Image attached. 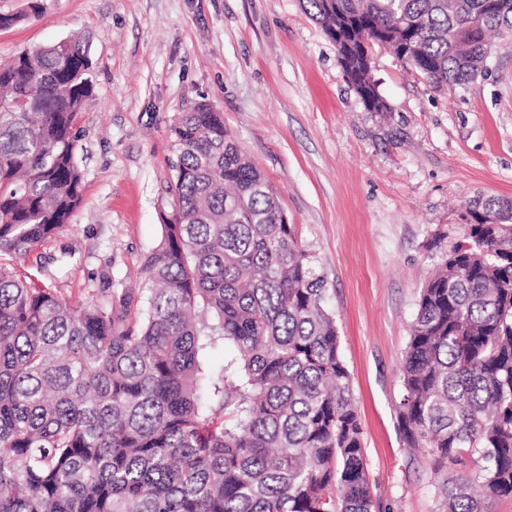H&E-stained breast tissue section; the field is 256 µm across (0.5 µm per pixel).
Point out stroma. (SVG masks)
<instances>
[{"mask_svg":"<svg viewBox=\"0 0 512 512\" xmlns=\"http://www.w3.org/2000/svg\"><path fill=\"white\" fill-rule=\"evenodd\" d=\"M0 0V60L81 34L95 92L78 123L82 201L20 269L69 299L134 284L162 237L171 129L208 103L277 191L328 281L374 496L439 512L438 488L479 456L436 468L402 441L399 366L420 290L480 196L512 200V39L487 76L433 90L388 49L368 111L302 0Z\"/></svg>","mask_w":512,"mask_h":512,"instance_id":"1","label":"stroma"}]
</instances>
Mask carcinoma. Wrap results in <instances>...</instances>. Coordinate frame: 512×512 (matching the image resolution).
<instances>
[{
	"label": "carcinoma",
	"instance_id": "obj_1",
	"mask_svg": "<svg viewBox=\"0 0 512 512\" xmlns=\"http://www.w3.org/2000/svg\"><path fill=\"white\" fill-rule=\"evenodd\" d=\"M332 36L406 42L435 89L490 70L512 0H305ZM338 61L370 112L360 43ZM81 37L0 65V258H25L82 200ZM169 211L136 288L71 301L0 261V512H386L373 496L327 280L210 105L171 129ZM420 291L400 366L403 443L448 467L441 512L512 494V200L469 209ZM233 355L207 363L217 343Z\"/></svg>",
	"mask_w": 512,
	"mask_h": 512
}]
</instances>
